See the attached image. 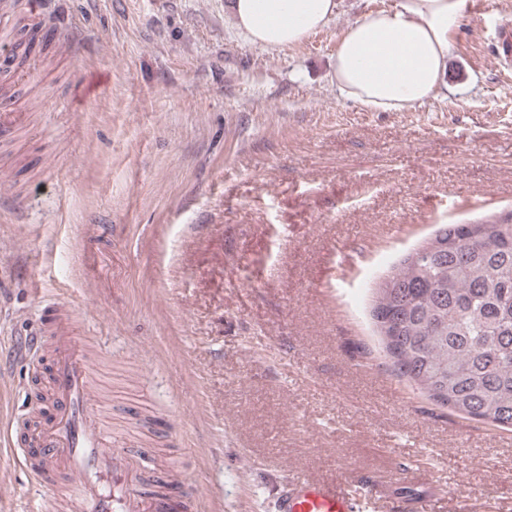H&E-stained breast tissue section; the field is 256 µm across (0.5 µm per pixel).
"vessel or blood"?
Wrapping results in <instances>:
<instances>
[{
	"mask_svg": "<svg viewBox=\"0 0 512 512\" xmlns=\"http://www.w3.org/2000/svg\"><path fill=\"white\" fill-rule=\"evenodd\" d=\"M33 377L48 374V401L31 405L27 447L18 465L53 493V512H193V490L170 488L158 459L113 447L104 410L93 387V364L78 332L76 311L64 301L41 312V332L29 358ZM360 493L313 479H288L275 512H363L382 481L358 478Z\"/></svg>",
	"mask_w": 512,
	"mask_h": 512,
	"instance_id": "1",
	"label": "vessel or blood"
}]
</instances>
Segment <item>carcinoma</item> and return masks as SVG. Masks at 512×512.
Wrapping results in <instances>:
<instances>
[{"label": "carcinoma", "instance_id": "cac0c4a2", "mask_svg": "<svg viewBox=\"0 0 512 512\" xmlns=\"http://www.w3.org/2000/svg\"><path fill=\"white\" fill-rule=\"evenodd\" d=\"M27 6L6 4L22 31ZM372 319L401 377L457 413L512 427V222L438 228L380 283Z\"/></svg>", "mask_w": 512, "mask_h": 512}]
</instances>
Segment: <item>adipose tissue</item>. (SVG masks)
<instances>
[{
    "mask_svg": "<svg viewBox=\"0 0 512 512\" xmlns=\"http://www.w3.org/2000/svg\"><path fill=\"white\" fill-rule=\"evenodd\" d=\"M338 0H232L233 25L266 50L296 46L325 27ZM465 0H396L393 8L352 22L336 45L331 82L371 111L395 112L445 87L450 45Z\"/></svg>",
    "mask_w": 512,
    "mask_h": 512,
    "instance_id": "adipose-tissue-1",
    "label": "adipose tissue"
}]
</instances>
